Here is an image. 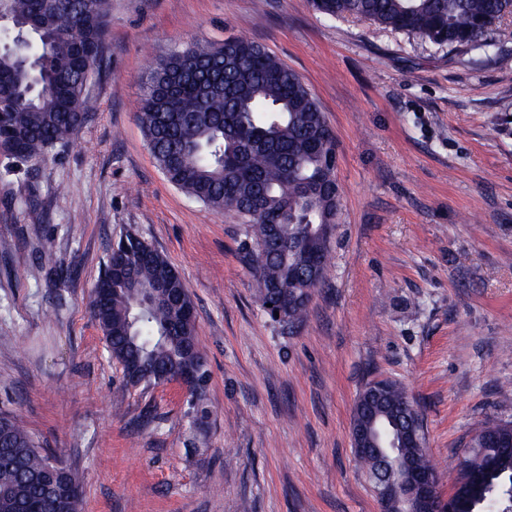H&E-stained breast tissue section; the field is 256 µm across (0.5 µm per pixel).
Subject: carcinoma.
Returning <instances> with one entry per match:
<instances>
[{
  "mask_svg": "<svg viewBox=\"0 0 512 512\" xmlns=\"http://www.w3.org/2000/svg\"><path fill=\"white\" fill-rule=\"evenodd\" d=\"M110 0H0L40 60L33 68L0 50V160L5 171L30 168L68 144L89 117L88 86L106 52ZM327 17H360L440 46L482 45L512 13V0H311ZM138 118L165 178L217 213H233L253 247L244 262L265 311L301 324L323 276L297 273L304 255L326 264L340 212L336 138L303 79L260 44L229 36L220 45L193 42L158 59L141 79ZM279 224L280 248L270 225ZM288 289L280 303L272 285ZM90 311L110 353L158 386L170 373L198 372L192 394L206 383L207 359L196 336L186 283L168 258L129 235L112 245L92 289ZM406 389L381 380L380 396L355 402L353 420L393 415L409 434ZM416 469H429L424 448H402ZM460 479L479 487L457 512H512V422L479 427L459 463ZM75 472L39 446L20 419L0 408V512H79Z\"/></svg>",
  "mask_w": 512,
  "mask_h": 512,
  "instance_id": "1",
  "label": "carcinoma"
}]
</instances>
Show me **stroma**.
<instances>
[{
  "mask_svg": "<svg viewBox=\"0 0 512 512\" xmlns=\"http://www.w3.org/2000/svg\"><path fill=\"white\" fill-rule=\"evenodd\" d=\"M230 35L295 70L336 134L340 220L293 330L258 301L243 225L173 187L137 119L155 58ZM488 38L440 47L309 0H110L88 121L29 174L0 168V405L77 474L81 512H381L351 438L381 378L453 491L477 424L512 421V19ZM129 233L189 289L203 427L181 385L126 386L90 314Z\"/></svg>",
  "mask_w": 512,
  "mask_h": 512,
  "instance_id": "obj_1",
  "label": "stroma"
}]
</instances>
